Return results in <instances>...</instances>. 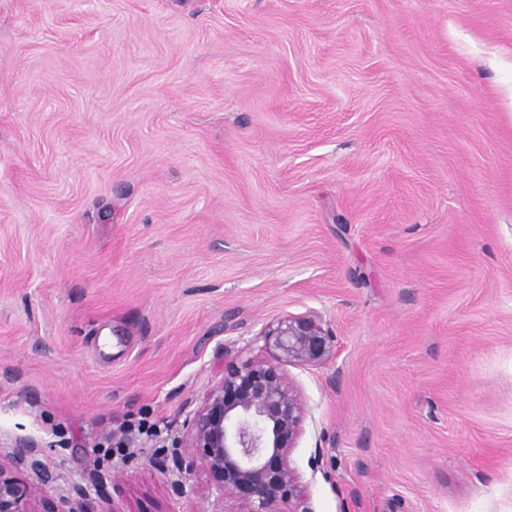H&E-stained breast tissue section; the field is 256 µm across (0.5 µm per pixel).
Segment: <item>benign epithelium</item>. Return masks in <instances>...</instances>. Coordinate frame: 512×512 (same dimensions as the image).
<instances>
[{
  "instance_id": "7a95c632",
  "label": "benign epithelium",
  "mask_w": 512,
  "mask_h": 512,
  "mask_svg": "<svg viewBox=\"0 0 512 512\" xmlns=\"http://www.w3.org/2000/svg\"><path fill=\"white\" fill-rule=\"evenodd\" d=\"M261 354L244 359L224 349L218 381L186 416L188 468L200 467L231 512H309L307 487L290 465L303 432L306 404L286 372L315 367L336 356V336L322 316L283 315L259 333ZM11 464L42 470L31 446L16 445ZM35 490L0 476V512H33Z\"/></svg>"
}]
</instances>
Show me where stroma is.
Listing matches in <instances>:
<instances>
[{"mask_svg":"<svg viewBox=\"0 0 512 512\" xmlns=\"http://www.w3.org/2000/svg\"><path fill=\"white\" fill-rule=\"evenodd\" d=\"M309 310L310 512H512V0H0V458L36 444L35 512H228L185 417Z\"/></svg>","mask_w":512,"mask_h":512,"instance_id":"1","label":"stroma"}]
</instances>
